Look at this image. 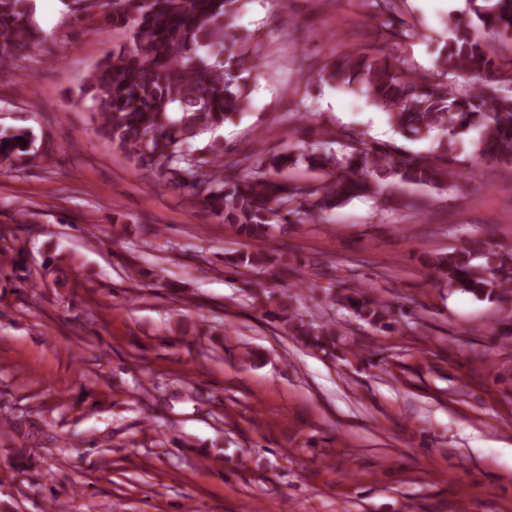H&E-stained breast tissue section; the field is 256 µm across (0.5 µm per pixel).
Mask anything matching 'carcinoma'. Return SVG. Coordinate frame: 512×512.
Here are the masks:
<instances>
[{
	"mask_svg": "<svg viewBox=\"0 0 512 512\" xmlns=\"http://www.w3.org/2000/svg\"><path fill=\"white\" fill-rule=\"evenodd\" d=\"M82 14L112 19L113 29L130 43L98 63L85 78L78 97L90 102L97 132L122 151L158 185L224 216L250 232L272 224H298L361 196H375L391 209L410 207L392 194L396 184L443 189L457 177L448 167V142L474 133L471 140L485 160L512 161V58L492 54L477 30L512 31V0H465L448 17V39L434 68L418 72L404 61L349 51L327 63L320 80L363 95L384 111L404 138L421 140L441 130L447 140L424 154H407L392 143L366 140L338 131L329 152L272 154L264 168L242 175L246 159L225 160L224 144L213 140L200 153L184 150L189 141L213 132L247 111L251 89L247 74L260 61L261 45H238L233 32L239 0H81ZM382 15L395 39H416L406 26L400 0H380ZM44 40L36 19L35 0H0V62L36 48ZM473 79L454 85L458 76ZM26 144H21V141ZM33 135L25 129L0 134V165L30 152ZM305 164L323 174L317 183H300L284 175ZM486 256L478 246L464 247L438 262L436 272L475 296L512 291V253ZM230 265L246 271L288 265L263 252H241ZM358 319L374 328H393L390 307L352 286L340 297ZM266 316L284 331L331 354L336 327L316 329L292 311L288 300L275 303Z\"/></svg>",
	"mask_w": 512,
	"mask_h": 512,
	"instance_id": "1",
	"label": "carcinoma"
}]
</instances>
